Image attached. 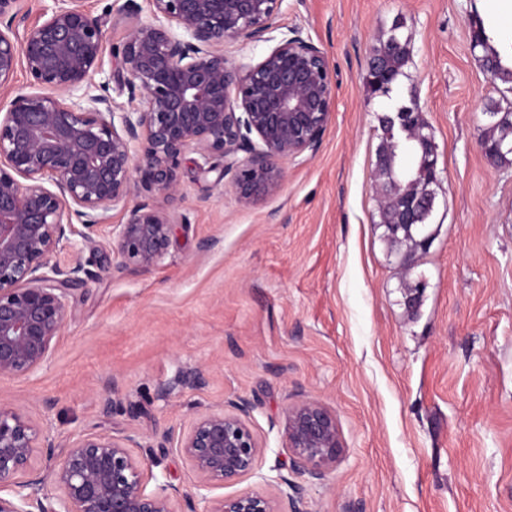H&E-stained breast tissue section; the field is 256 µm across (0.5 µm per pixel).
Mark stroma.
Returning a JSON list of instances; mask_svg holds the SVG:
<instances>
[{"instance_id": "1", "label": "stroma", "mask_w": 512, "mask_h": 512, "mask_svg": "<svg viewBox=\"0 0 512 512\" xmlns=\"http://www.w3.org/2000/svg\"><path fill=\"white\" fill-rule=\"evenodd\" d=\"M488 12L487 0H283L277 28L301 29L330 63L335 107L316 151L282 161L283 189L249 206L193 152L176 200L141 189L114 206V224L135 205L169 216L165 259L76 291L49 363L0 378V406L62 444L134 435L159 482L192 495L200 478L179 441L200 414L245 400L262 454L224 495L279 500L292 486L309 512H512V164L481 147L488 111H512V82L472 45ZM394 30L408 63L390 92L371 90L373 49ZM403 106L431 128L439 176L433 238L406 276L376 176L382 119ZM420 278L411 313L404 284ZM307 399L343 444L320 479L286 448V411Z\"/></svg>"}]
</instances>
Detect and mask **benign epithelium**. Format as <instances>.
Segmentation results:
<instances>
[{
	"label": "benign epithelium",
	"mask_w": 512,
	"mask_h": 512,
	"mask_svg": "<svg viewBox=\"0 0 512 512\" xmlns=\"http://www.w3.org/2000/svg\"><path fill=\"white\" fill-rule=\"evenodd\" d=\"M21 2L0 0V19H8L0 30V92L11 89L19 69L38 92L17 95L0 117V377L42 369L75 291L114 268L146 273L163 261L172 224L144 205L109 225L108 249L92 237L136 183L175 196L182 157L192 150L209 162L204 173L217 170L222 180L235 170L233 193L251 205L282 189L281 160L316 150L335 102L325 51L298 29L255 65L224 55L226 42L273 29L282 0H149L148 22L128 0L115 20L128 31L112 74L128 92V109L93 81L105 23L85 0H54L51 14L20 40L13 24L23 18ZM385 124L387 137L420 147L429 175L421 193L386 198L397 220L389 234L414 230L425 249L432 235L417 221L436 196V146L417 112H391ZM241 150L248 156L238 159ZM424 288L422 280L407 288L410 311ZM248 408L241 401L209 410L181 439L180 452L201 477L205 512H308L300 496H286L282 511L253 492L207 495L255 473L262 448L245 420ZM134 445L130 435L94 433L69 442L52 471L59 494L50 497L32 459L37 452L55 458L57 445L23 413L0 406V488H9L0 512H177L180 491L149 489L153 471ZM286 448L298 470L323 478L342 451L336 418L315 400L289 408Z\"/></svg>",
	"instance_id": "7a95c632"
}]
</instances>
